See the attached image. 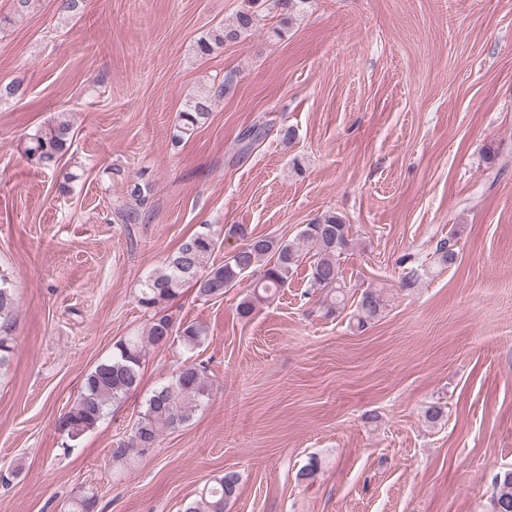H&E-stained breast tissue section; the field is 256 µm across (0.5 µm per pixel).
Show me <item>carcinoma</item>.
<instances>
[{
    "mask_svg": "<svg viewBox=\"0 0 512 512\" xmlns=\"http://www.w3.org/2000/svg\"><path fill=\"white\" fill-rule=\"evenodd\" d=\"M273 5L292 15L311 6L312 0H272ZM256 12L240 11L234 28L219 29L201 37L198 52L208 55L227 40H236L255 26ZM212 98L201 93L188 99L177 113L172 143L179 144L192 137L209 119ZM269 128L264 124L249 127L241 137L243 148L250 149L265 139ZM74 138L73 126L61 117L45 129H38L24 139L23 154L30 161L44 167L57 168L68 152ZM350 225L344 218L329 212L303 226L298 236L283 240L274 236L254 235L241 225L230 232L240 240L239 246L224 257V261L203 268L204 262L218 247V238L209 226L187 237L141 284L137 303L150 312L146 332L142 336H126L112 346V353L101 359L87 372L80 386L77 401L64 413L62 430L69 441L79 440L103 419L109 406L120 400L140 382V369L146 350L161 346L164 336L172 334L176 343L186 350H194L207 337L206 329L197 323L173 322L170 315L161 312L162 303L177 297L183 287L196 288L200 299L224 296V291L235 287L243 278L254 277L252 291L238 308L248 316L268 302L282 288L288 286L294 267L304 248L315 249L311 265V287L324 293V315L334 316L346 307L347 286L339 275L338 259L349 244ZM433 254L437 263L451 267L458 259L454 237L436 242ZM17 298L7 276L0 273V368L8 366L13 351L12 333ZM381 309L379 297L371 289L362 292L354 310L357 326L365 327L376 319ZM210 385L200 364H182L174 380L154 390L146 400L134 426L131 443L120 442L112 449V456L123 459L130 450L152 447L167 430L189 424L196 412L208 403ZM240 474L227 471L200 492L199 500L191 503L186 512H225L226 505L236 496ZM494 512H512V470L494 478ZM96 498L85 494L72 499L67 512H92Z\"/></svg>",
    "mask_w": 512,
    "mask_h": 512,
    "instance_id": "1",
    "label": "carcinoma"
}]
</instances>
